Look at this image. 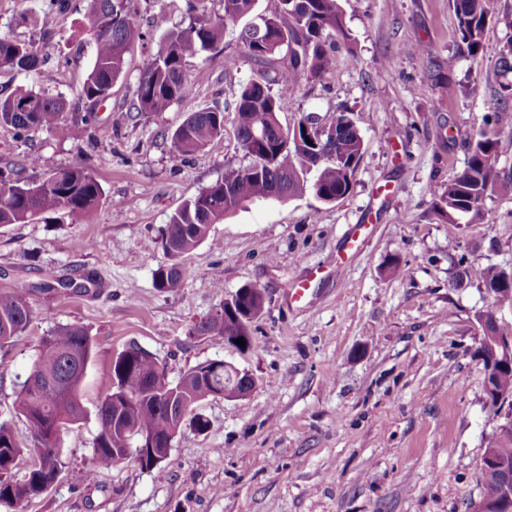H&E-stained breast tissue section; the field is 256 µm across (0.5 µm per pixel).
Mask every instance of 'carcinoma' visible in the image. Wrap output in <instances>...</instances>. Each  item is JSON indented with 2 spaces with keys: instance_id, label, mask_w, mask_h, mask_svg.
<instances>
[{
  "instance_id": "cac0c4a2",
  "label": "carcinoma",
  "mask_w": 512,
  "mask_h": 512,
  "mask_svg": "<svg viewBox=\"0 0 512 512\" xmlns=\"http://www.w3.org/2000/svg\"><path fill=\"white\" fill-rule=\"evenodd\" d=\"M257 0H223V15L213 17L205 5L193 7L189 23L167 32L158 47L142 57L133 109L139 114L164 112L185 98L188 78L186 59L203 51H222L224 33L237 21L253 17L238 35L242 52L262 64L260 76L241 86L234 112L236 136L248 163L224 168V177L202 189L169 218L162 237L169 262L155 272L156 287L179 283L184 273L180 260L207 239L210 226L246 203L274 199L275 186L281 199L312 191L323 203L344 198L364 149L353 118L340 112L327 125L317 144H309L303 124L280 134L272 126L275 114L288 111L285 90L302 76L325 79L334 68L324 33L346 40L340 0H278L275 12L255 13ZM459 48L470 56L483 50L485 30L494 22L512 29V12L494 15L488 0H453ZM80 31L94 40L95 58L79 100L89 103L85 119L93 117L92 106L109 98L113 84L122 76L131 45L146 37L138 22L135 0H87ZM500 99H512V41L499 53ZM42 51L34 42L0 37V65L13 69L41 70ZM281 90L273 92V86ZM66 102L45 88L18 89L0 94V123L16 133L47 129L60 137L69 135L62 118ZM265 132L268 145L253 140ZM224 135V111L206 108L193 112L172 135L173 153L180 157L213 146ZM512 151V111L497 108L469 145L463 170L438 196L434 207L444 221L455 223L468 215L474 221L483 214L486 199L512 188V178L498 167L499 158ZM259 168L247 173V168ZM104 194L95 175L80 165L52 171L40 182L21 180L13 170L0 168V228L29 224L48 214L64 212L80 216L94 210ZM480 280L486 288H511L512 274L496 266L463 269L458 281ZM263 304L246 297L236 313H224V304L195 326L199 336H232L248 333V324L236 323V314L260 309ZM30 292L0 293V349L11 345L34 318ZM94 355L87 329L65 324L42 337L33 369L35 385L23 382L17 392L16 409L33 431L28 445L20 444L11 428L0 423V503L18 507L38 496V486L54 479L63 467L60 442L75 428L80 417H71L83 406L80 389ZM112 390L96 406L98 432L93 440L89 474L112 466L125 456L131 441L139 438L137 462L148 468L153 456L164 460L171 448V431L178 426V406L189 408L215 397L233 383L224 367L204 362L185 372L179 381H167L163 369L149 353L135 347L124 351L113 367ZM33 460L21 482L3 478L19 457Z\"/></svg>"
}]
</instances>
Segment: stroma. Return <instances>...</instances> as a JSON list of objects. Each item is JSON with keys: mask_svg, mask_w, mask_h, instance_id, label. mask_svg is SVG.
<instances>
[{"mask_svg": "<svg viewBox=\"0 0 512 512\" xmlns=\"http://www.w3.org/2000/svg\"><path fill=\"white\" fill-rule=\"evenodd\" d=\"M349 40L327 35L335 66L322 81L300 78L283 126L304 114L327 123L351 113L364 151L350 193L331 204L311 192L250 203L183 264L176 287L159 289L170 216L228 166L244 164L233 112L241 83L261 66L242 57L234 33L222 55L187 59L186 98L131 117L143 54L188 19L190 0H137L146 40L128 55L109 100L85 123L79 92L95 46L80 34L85 0H0V35L38 43L65 98L70 127L17 138L0 128V167L28 180L72 165L89 169L104 195L89 215L0 228V292L28 289L37 313L22 338L0 351V422L24 444L32 430L15 409L41 336L68 323L89 332L96 356L81 398L87 417L63 437L64 468L50 490L20 512H468L483 488L480 462L498 420L484 391L478 317L493 308L461 269L512 270V192L487 199L476 224L434 212L465 166L468 145L499 99V50L512 30L489 25L483 53L455 37L452 0H342ZM238 57L233 71L224 59ZM224 109L215 146L175 157L171 136L189 113ZM37 164H30L29 155ZM366 225L357 251L344 247ZM399 263L400 275L388 266ZM69 277L75 293L44 291ZM309 279L306 301L290 288ZM265 306L240 349L194 326L244 286ZM496 309V308H493ZM512 332V308L496 309ZM136 346L170 382L222 360L257 381L246 396L200 403L204 432L183 426L167 458L145 469L124 461L86 472L93 411L112 387V358Z\"/></svg>", "mask_w": 512, "mask_h": 512, "instance_id": "35a3bbf8", "label": "stroma"}]
</instances>
